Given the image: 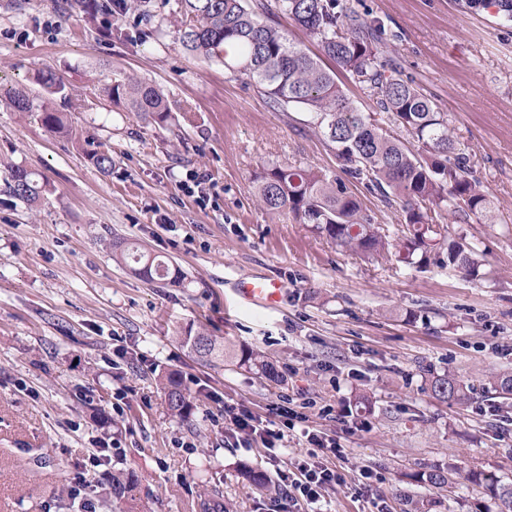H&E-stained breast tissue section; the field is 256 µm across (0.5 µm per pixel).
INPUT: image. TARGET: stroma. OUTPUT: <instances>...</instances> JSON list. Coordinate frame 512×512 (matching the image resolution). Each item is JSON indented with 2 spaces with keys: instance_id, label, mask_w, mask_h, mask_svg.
Wrapping results in <instances>:
<instances>
[{
  "instance_id": "obj_1",
  "label": "stroma",
  "mask_w": 512,
  "mask_h": 512,
  "mask_svg": "<svg viewBox=\"0 0 512 512\" xmlns=\"http://www.w3.org/2000/svg\"><path fill=\"white\" fill-rule=\"evenodd\" d=\"M178 0L108 15L66 0H0V179L8 164L47 184L25 205L0 194V512H75L65 488L88 449L113 445L138 480L147 512H288L285 496L249 489L242 466L282 481L310 449L291 431L269 461L234 446L224 408L262 417L288 405L309 429L341 438L344 481L327 512H405L424 487L409 474L457 471L432 512H497L468 474L512 480V403L492 395L512 370V14L461 0H360L389 33L383 59L400 63L446 112L458 148L493 206L489 224L450 225L483 251L488 274L448 264L365 260L306 225L269 214L254 176L273 164L335 170L307 115L282 112L220 59L187 54ZM65 83L48 95L37 75ZM133 75L167 95L157 124L113 104L106 89ZM52 101L68 134L17 111L9 90ZM106 152L108 170L91 156ZM204 173L205 194L183 188ZM176 263L183 284L146 281L112 259L114 238ZM269 276L279 307L240 300L234 283ZM204 327L235 350L271 362L210 365L182 346ZM179 371L194 398L174 417L154 373ZM471 385L459 405L428 380Z\"/></svg>"
}]
</instances>
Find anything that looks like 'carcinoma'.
Wrapping results in <instances>:
<instances>
[{
  "label": "carcinoma",
  "instance_id": "obj_1",
  "mask_svg": "<svg viewBox=\"0 0 512 512\" xmlns=\"http://www.w3.org/2000/svg\"><path fill=\"white\" fill-rule=\"evenodd\" d=\"M180 13L179 41L188 53L203 60L222 57L225 69L249 78L257 93L282 111H307V124L318 129L336 156L337 174L284 164L260 172L256 197L268 212L312 225L345 251L367 259L388 253L399 263L418 267L430 263L435 247L448 238L451 220H492L487 191L471 175L469 157L457 148L447 115L413 80L403 78L397 64L381 59L384 26L361 16L347 0H180ZM279 16L316 39L324 57L375 101L382 118L361 112L336 73L289 38L288 27L275 21ZM226 42L237 44L232 57L223 55ZM38 82L51 94L65 89L62 77L51 71L41 73ZM109 93L112 100L126 101L131 111L157 123L170 117L164 92L134 77L114 81ZM39 119L51 132H67L60 112L47 104L41 106ZM348 181L401 207L403 222L394 232L375 223L348 191ZM0 190L32 205L46 183L12 166ZM113 250L135 275L180 285L179 270L168 262L121 244ZM448 265L471 274L479 272L484 259L476 244L462 235L448 244ZM182 341L205 363L256 361L250 353L218 344L203 328L186 331ZM159 385L172 415L187 417L191 404L181 374L168 371L159 377ZM430 390L440 401L469 400L468 387L448 373L432 377ZM242 477L250 488L277 494L276 485L260 470L245 468ZM411 479L444 490L453 480V469L435 467ZM471 480L485 485L498 501L499 512H512V482L477 472ZM136 484L134 476L112 469L115 498L133 497Z\"/></svg>",
  "mask_w": 512,
  "mask_h": 512
}]
</instances>
